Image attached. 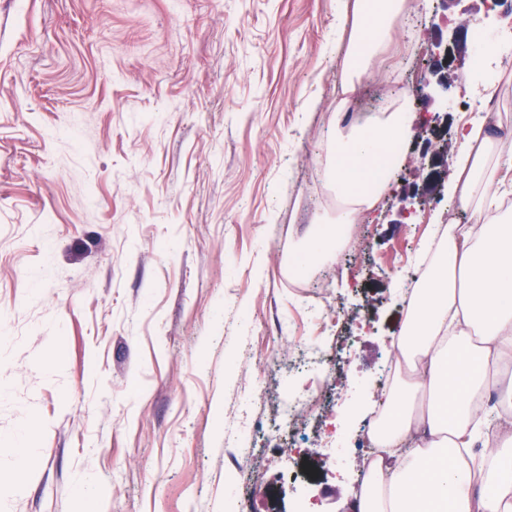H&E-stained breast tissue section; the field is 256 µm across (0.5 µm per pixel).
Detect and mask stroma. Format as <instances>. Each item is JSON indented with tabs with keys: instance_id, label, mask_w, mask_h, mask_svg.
I'll use <instances>...</instances> for the list:
<instances>
[{
	"instance_id": "35a3bbf8",
	"label": "stroma",
	"mask_w": 512,
	"mask_h": 512,
	"mask_svg": "<svg viewBox=\"0 0 512 512\" xmlns=\"http://www.w3.org/2000/svg\"><path fill=\"white\" fill-rule=\"evenodd\" d=\"M338 0H0V512H339L369 475L361 435L382 409L423 241L443 223L459 150L446 101L495 99L512 125V60L471 74L472 45L431 48L485 0H407L363 85L421 121L360 247L297 266L336 196ZM443 80L447 98L410 92ZM327 291L342 333L307 305ZM330 347L327 421L268 441L306 376L288 355ZM255 357L247 360L242 348ZM254 450L224 440L242 423Z\"/></svg>"
}]
</instances>
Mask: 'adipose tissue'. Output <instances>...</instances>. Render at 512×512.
I'll return each instance as SVG.
<instances>
[{
  "instance_id": "1",
  "label": "adipose tissue",
  "mask_w": 512,
  "mask_h": 512,
  "mask_svg": "<svg viewBox=\"0 0 512 512\" xmlns=\"http://www.w3.org/2000/svg\"><path fill=\"white\" fill-rule=\"evenodd\" d=\"M404 0H349L343 21L341 93L376 76L373 59ZM416 115L394 99L368 126L337 135L324 173L348 206L337 228L357 223L388 190L390 162L410 142ZM502 121L459 116L460 149L449 194L472 213L448 225L416 284L393 341L411 371L385 388L383 429L370 475L349 494L350 512H512V441H485L474 402L489 371L512 353V157L498 153ZM482 443L481 458L470 450Z\"/></svg>"
}]
</instances>
